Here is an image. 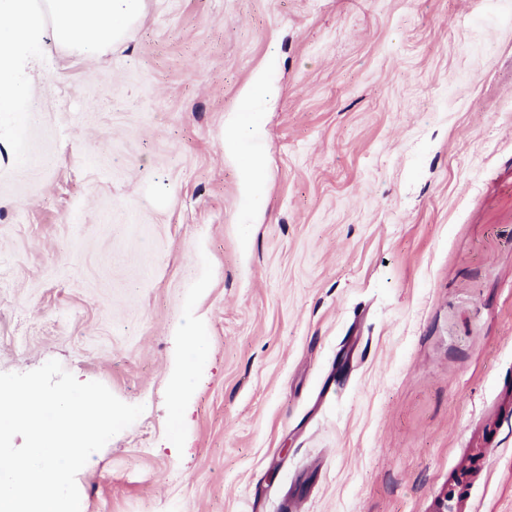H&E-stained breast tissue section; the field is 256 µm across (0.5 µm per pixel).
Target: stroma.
Returning a JSON list of instances; mask_svg holds the SVG:
<instances>
[{
    "instance_id": "35a3bbf8",
    "label": "stroma",
    "mask_w": 512,
    "mask_h": 512,
    "mask_svg": "<svg viewBox=\"0 0 512 512\" xmlns=\"http://www.w3.org/2000/svg\"><path fill=\"white\" fill-rule=\"evenodd\" d=\"M31 118L0 372L145 407L80 512H512V0H146Z\"/></svg>"
}]
</instances>
